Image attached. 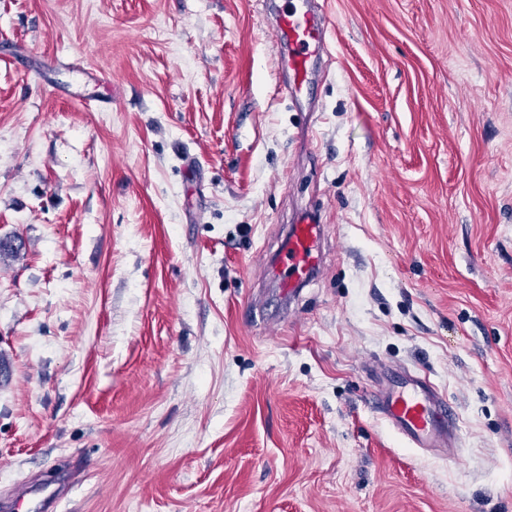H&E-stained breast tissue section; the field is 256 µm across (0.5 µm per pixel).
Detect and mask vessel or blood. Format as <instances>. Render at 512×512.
<instances>
[{
    "label": "vessel or blood",
    "instance_id": "obj_1",
    "mask_svg": "<svg viewBox=\"0 0 512 512\" xmlns=\"http://www.w3.org/2000/svg\"><path fill=\"white\" fill-rule=\"evenodd\" d=\"M276 38L284 51L279 61L288 70V85L301 91L310 74L311 64L325 50L326 29L313 0L282 12L276 22ZM322 227L308 217L291 225L283 241L275 269L286 295L295 296L320 267ZM381 416L411 447L432 448L444 444L454 415L439 400L432 386L423 379H405L381 392L376 399ZM68 486L46 490L28 484L11 497L0 501V512H57Z\"/></svg>",
    "mask_w": 512,
    "mask_h": 512
}]
</instances>
